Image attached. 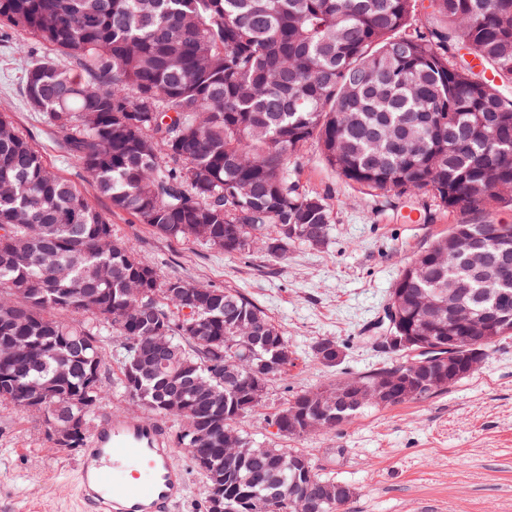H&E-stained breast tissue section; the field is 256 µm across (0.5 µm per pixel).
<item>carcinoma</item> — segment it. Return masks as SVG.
Masks as SVG:
<instances>
[{"label": "carcinoma", "instance_id": "1", "mask_svg": "<svg viewBox=\"0 0 512 512\" xmlns=\"http://www.w3.org/2000/svg\"><path fill=\"white\" fill-rule=\"evenodd\" d=\"M0 23L56 51L25 70L30 109L113 209L165 238L241 256L324 245L327 198L300 189L290 168L312 144L370 191L427 192L443 211L512 210V0H0ZM0 183V402L21 407L43 388L39 408L62 432L49 442L83 447L111 329L118 385L186 421L177 444L206 486L224 476L223 512H296L298 494L312 512H341L353 489L273 442L308 435L292 412L309 391L270 416L265 455L238 460L258 440L237 424L298 360L284 329L239 291L160 278L2 112ZM460 283L468 303L488 305L444 236L391 288L398 335L430 330L443 364L448 323L427 320L420 298ZM158 335L172 346L164 366L153 363ZM336 346L321 338L309 356L336 368ZM430 373L393 354L358 380L395 381L393 406L435 395L409 386ZM366 407L325 402L322 416L331 430Z\"/></svg>", "mask_w": 512, "mask_h": 512}]
</instances>
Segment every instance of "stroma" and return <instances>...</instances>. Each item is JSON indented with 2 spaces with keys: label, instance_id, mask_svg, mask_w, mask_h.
Instances as JSON below:
<instances>
[{
  "label": "stroma",
  "instance_id": "stroma-1",
  "mask_svg": "<svg viewBox=\"0 0 512 512\" xmlns=\"http://www.w3.org/2000/svg\"><path fill=\"white\" fill-rule=\"evenodd\" d=\"M51 49L0 27V112L60 175L98 210L115 235L135 242L138 256L161 278L180 277L211 288L244 292L285 329L301 358L287 381L270 383L267 401L241 419L240 428L269 433V416L291 394L328 386L381 367L387 354L362 339L376 328L389 292L407 260L455 224L476 219L512 224V211L483 216L438 210L430 195L382 194L337 176L317 149L307 148L293 165L303 190L324 195L331 207L329 240L323 247L296 245L286 257L262 250L227 254L195 239L170 240L110 211L80 164L59 147L45 117L22 94L25 69ZM332 337L347 347L344 363L328 371L308 359L310 345ZM111 335L102 338L106 394L99 416L120 412L132 419L163 420L169 433L182 423L124 395ZM44 416L0 404V512H82L77 448L48 441ZM317 465L351 485L347 512H512V339L498 344L478 369L448 391L388 408H369L335 429L296 442ZM187 493L177 512H205V478L188 453L171 450Z\"/></svg>",
  "mask_w": 512,
  "mask_h": 512
}]
</instances>
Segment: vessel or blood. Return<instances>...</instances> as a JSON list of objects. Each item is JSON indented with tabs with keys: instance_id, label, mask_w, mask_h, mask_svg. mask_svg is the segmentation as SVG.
<instances>
[{
	"instance_id": "vessel-or-blood-1",
	"label": "vessel or blood",
	"mask_w": 512,
	"mask_h": 512,
	"mask_svg": "<svg viewBox=\"0 0 512 512\" xmlns=\"http://www.w3.org/2000/svg\"><path fill=\"white\" fill-rule=\"evenodd\" d=\"M80 480L86 512H175L185 498L167 428L121 414L95 427Z\"/></svg>"
}]
</instances>
